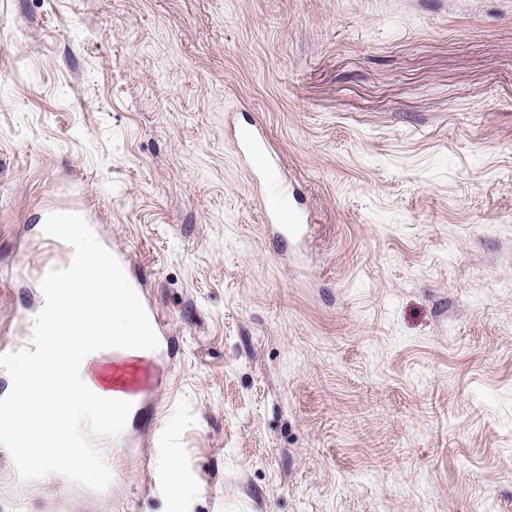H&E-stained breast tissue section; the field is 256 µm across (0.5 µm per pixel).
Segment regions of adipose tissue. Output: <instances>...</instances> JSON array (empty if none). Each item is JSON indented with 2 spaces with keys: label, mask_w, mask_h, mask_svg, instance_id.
I'll list each match as a JSON object with an SVG mask.
<instances>
[{
  "label": "adipose tissue",
  "mask_w": 512,
  "mask_h": 512,
  "mask_svg": "<svg viewBox=\"0 0 512 512\" xmlns=\"http://www.w3.org/2000/svg\"><path fill=\"white\" fill-rule=\"evenodd\" d=\"M63 236L81 263L80 274L61 284V304L53 329L68 336L69 350L49 358L40 369L23 367L16 377L9 426L24 438L30 467L56 462L77 466L84 462L83 447L59 449L43 439L58 424L62 405L93 408L99 418L113 422L114 414L101 401L103 387L113 379L102 373L100 354L120 344L121 358L141 355L149 346L145 324L124 291L125 274L112 270L107 256L83 225L67 224Z\"/></svg>",
  "instance_id": "obj_1"
}]
</instances>
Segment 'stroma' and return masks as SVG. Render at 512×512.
Segmentation results:
<instances>
[{
	"instance_id": "1",
	"label": "stroma",
	"mask_w": 512,
	"mask_h": 512,
	"mask_svg": "<svg viewBox=\"0 0 512 512\" xmlns=\"http://www.w3.org/2000/svg\"><path fill=\"white\" fill-rule=\"evenodd\" d=\"M53 206L161 332L0 512H512V0H0V400ZM265 217L267 222H274L281 226L283 232L280 233V238L285 239L288 237V233H295L300 228V219L292 214L288 213L287 209L281 206L275 207L274 205L269 206L266 200Z\"/></svg>"
}]
</instances>
